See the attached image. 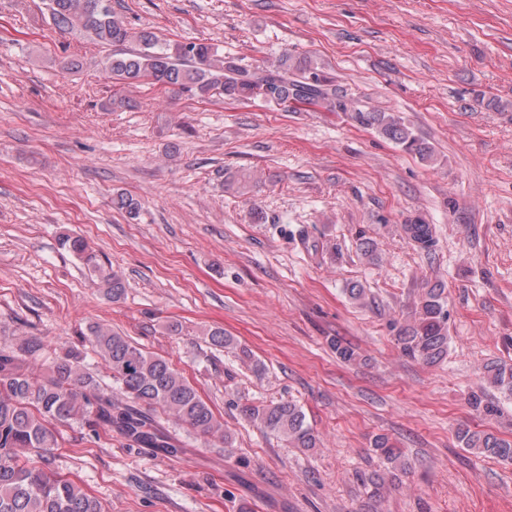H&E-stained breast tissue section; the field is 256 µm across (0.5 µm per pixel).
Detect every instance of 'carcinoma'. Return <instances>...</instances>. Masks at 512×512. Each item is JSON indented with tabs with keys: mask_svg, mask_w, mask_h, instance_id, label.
I'll return each instance as SVG.
<instances>
[{
	"mask_svg": "<svg viewBox=\"0 0 512 512\" xmlns=\"http://www.w3.org/2000/svg\"><path fill=\"white\" fill-rule=\"evenodd\" d=\"M54 25L77 30L93 41L114 47L106 64L112 80L120 84L148 83L192 91L203 98L216 91L236 101L262 100L283 108L311 105L329 112H345L357 126L375 131L423 163L436 162L434 148L394 112L361 107L336 96L318 64L292 55L271 67L248 68L224 57L205 42L162 43L148 28L131 31L112 8V0H49ZM113 206L129 217L139 212L138 201L125 193ZM404 233L429 252L435 246L429 224H404ZM63 249L81 259L95 273L99 287L112 300L125 291L122 276L104 266L80 236L60 237ZM444 289H423L412 320L397 327L396 340L403 356L435 366L448 356V312ZM94 352L112 376L114 395L99 388L83 370V353L67 349L49 356L38 338L18 346L0 347V512H103L99 500L80 484L34 463L30 456H48L59 447V427L81 424L95 431L102 427L140 448L172 455L178 441L160 425L161 410L186 432L205 440H220L229 450L232 438L224 423L198 390L165 358L148 353L129 337L106 324L90 327ZM209 342L234 348V339L221 327L206 332ZM330 346L344 363L359 358L339 339ZM512 399V364L493 361L484 367L483 383L471 392L469 404L483 416H497L500 407L487 399L486 387ZM240 413L249 422L295 448L309 451L317 438L306 424L302 408L293 401L244 403ZM462 447L482 456L512 462V440L486 430H458ZM385 475L359 476L369 498L379 501L385 477L397 478L409 470L403 453L383 435L372 444Z\"/></svg>",
	"mask_w": 512,
	"mask_h": 512,
	"instance_id": "1",
	"label": "carcinoma"
}]
</instances>
